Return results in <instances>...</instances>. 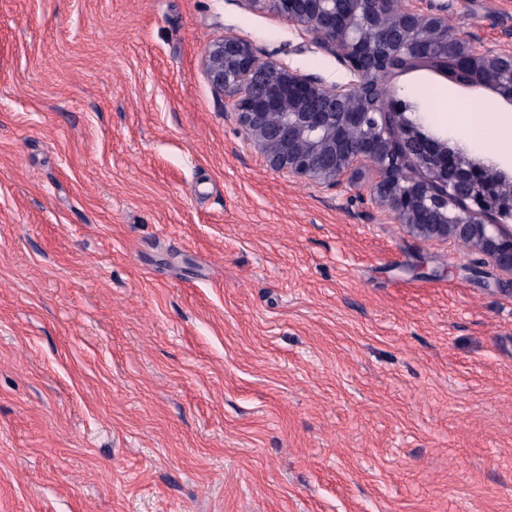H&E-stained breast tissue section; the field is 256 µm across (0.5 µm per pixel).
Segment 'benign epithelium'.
<instances>
[{
  "mask_svg": "<svg viewBox=\"0 0 512 512\" xmlns=\"http://www.w3.org/2000/svg\"><path fill=\"white\" fill-rule=\"evenodd\" d=\"M311 33L350 75L327 82L282 62L258 63L232 34L212 43L205 74L230 102L247 140L275 172L334 186L368 178L376 204L412 235L470 245L512 277V184L499 171L423 129L380 75L430 62L449 80L512 102V51L464 38L442 14L401 0H242Z\"/></svg>",
  "mask_w": 512,
  "mask_h": 512,
  "instance_id": "obj_1",
  "label": "benign epithelium"
}]
</instances>
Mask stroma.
<instances>
[{
	"mask_svg": "<svg viewBox=\"0 0 512 512\" xmlns=\"http://www.w3.org/2000/svg\"><path fill=\"white\" fill-rule=\"evenodd\" d=\"M512 48V0H423ZM240 0H0V512H512V280L270 170L204 74ZM389 98L512 174L427 64Z\"/></svg>",
	"mask_w": 512,
	"mask_h": 512,
	"instance_id": "obj_1",
	"label": "stroma"
}]
</instances>
